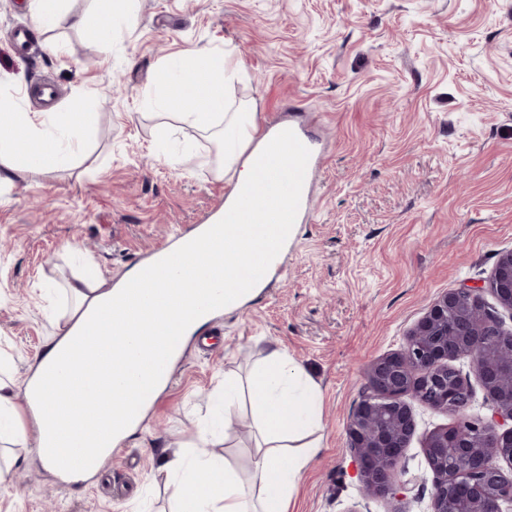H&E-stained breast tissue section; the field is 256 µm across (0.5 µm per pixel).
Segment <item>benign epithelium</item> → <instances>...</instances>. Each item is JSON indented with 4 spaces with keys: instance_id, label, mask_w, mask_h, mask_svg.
<instances>
[{
    "instance_id": "benign-epithelium-1",
    "label": "benign epithelium",
    "mask_w": 512,
    "mask_h": 512,
    "mask_svg": "<svg viewBox=\"0 0 512 512\" xmlns=\"http://www.w3.org/2000/svg\"><path fill=\"white\" fill-rule=\"evenodd\" d=\"M487 290L512 312V249L500 252L487 288L441 295L412 326L400 351L365 369L361 400L346 425L365 495L397 499L410 483L394 477L416 429L410 396L454 417L424 441L434 474L433 512H512V474L501 466L512 465V330L486 306ZM461 356L471 358L493 404L487 419L467 412L471 384L451 365Z\"/></svg>"
}]
</instances>
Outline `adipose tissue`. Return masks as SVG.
Wrapping results in <instances>:
<instances>
[{
  "instance_id": "adipose-tissue-1",
  "label": "adipose tissue",
  "mask_w": 512,
  "mask_h": 512,
  "mask_svg": "<svg viewBox=\"0 0 512 512\" xmlns=\"http://www.w3.org/2000/svg\"><path fill=\"white\" fill-rule=\"evenodd\" d=\"M34 18L41 28L83 27L95 29L97 50L112 46L114 18L91 12L74 16L61 0H34ZM238 77L236 67L227 65L223 54L199 51L165 60L156 71V103L166 117L163 136L177 133L178 122L210 134L216 144V171L229 176L234 189H241L253 178L267 140L260 134L256 115L229 94ZM195 108L183 109L186 99ZM90 125L89 113L64 109L55 113L54 131H46L28 112L14 102L0 98V187L27 174L59 171L70 167L72 144L81 142ZM256 257L250 244L225 249L212 248L210 270L225 285L235 283L241 266ZM141 276L133 268L117 282L103 279L89 282L81 276L69 286L76 299L70 319L58 326L48 350L38 360L27 391L41 390L44 407L36 420L35 439H27L18 425L14 407V384L0 378V439L32 442L44 466L54 467L73 455H80L85 472H92L112 452L92 437L88 427L71 422L70 409L78 400V385L89 370L86 333L95 325L100 310L112 311V335L126 341L124 349L113 352L111 360L98 369L101 393L108 409L101 424L121 438L131 429L130 408L146 407L163 386L140 366L143 354L161 360L170 355L173 344L185 343L208 320L190 298L195 287L176 274L157 275V293L169 295V303L147 315L142 324L126 323L124 312L133 299L129 286ZM168 333L159 336L153 326ZM252 401L257 412L255 427L264 452L257 461L251 485H244L226 464L211 457L206 441H199L196 454L175 455L169 463L177 489L178 512H283V504L296 487L307 462L317 454L318 442L305 443L302 455L285 458V443L299 441L303 432L319 420L320 391L305 370L280 350H272L253 371L250 379Z\"/></svg>"
}]
</instances>
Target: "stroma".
I'll return each mask as SVG.
<instances>
[{"instance_id":"1","label":"stroma","mask_w":512,"mask_h":512,"mask_svg":"<svg viewBox=\"0 0 512 512\" xmlns=\"http://www.w3.org/2000/svg\"><path fill=\"white\" fill-rule=\"evenodd\" d=\"M82 14L121 0H65ZM110 53L80 28H36L31 0H0V95L51 125L80 108L94 123L73 165L31 174L0 205V363L23 383L75 299L84 262L116 277L174 227L220 213L231 188L209 136L160 135L151 93L159 61L214 49L243 74L231 89L261 127L308 113L323 148L315 221L299 227L286 271L191 336L143 421L77 482L32 447L0 441V512H175L165 465L198 442L214 395L244 387L209 452L248 478L257 456L245 384L271 349L321 392L320 452L288 512H432L423 443L447 413L419 402L404 452L405 500L364 497L346 424L363 372L400 350L447 291L479 288L512 249V0H133ZM31 31L27 47L15 28ZM52 85L56 100L28 95ZM217 337L214 349L199 340Z\"/></svg>"}]
</instances>
